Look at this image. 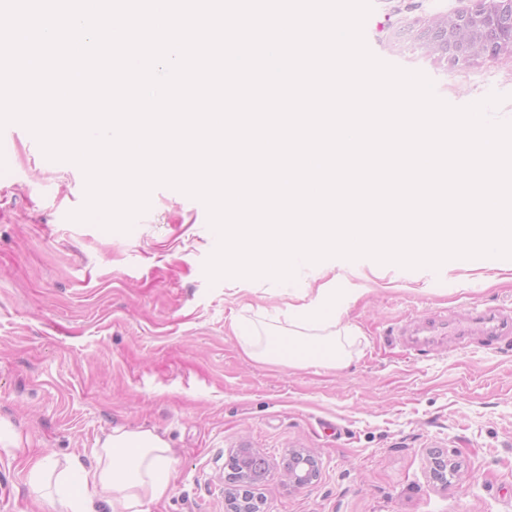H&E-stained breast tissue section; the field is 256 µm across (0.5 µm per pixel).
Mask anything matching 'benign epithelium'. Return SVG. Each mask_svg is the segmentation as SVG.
<instances>
[{
  "instance_id": "1",
  "label": "benign epithelium",
  "mask_w": 512,
  "mask_h": 512,
  "mask_svg": "<svg viewBox=\"0 0 512 512\" xmlns=\"http://www.w3.org/2000/svg\"><path fill=\"white\" fill-rule=\"evenodd\" d=\"M426 45L436 52L451 56L455 63H466L472 57H493L512 49V0H475V6L452 17L432 22L422 34ZM245 476L234 479V488L255 486L265 480L267 473H255L243 465ZM448 458L437 451L432 457V479L445 482Z\"/></svg>"
}]
</instances>
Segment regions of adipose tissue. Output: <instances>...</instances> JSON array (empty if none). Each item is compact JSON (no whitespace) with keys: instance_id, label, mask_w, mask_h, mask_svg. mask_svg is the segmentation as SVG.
<instances>
[{"instance_id":"adipose-tissue-1","label":"adipose tissue","mask_w":512,"mask_h":512,"mask_svg":"<svg viewBox=\"0 0 512 512\" xmlns=\"http://www.w3.org/2000/svg\"><path fill=\"white\" fill-rule=\"evenodd\" d=\"M93 453L89 469L70 465L55 472L36 459L29 463V474L66 512H99L103 502L110 512H139L170 489L174 453L153 431L113 429Z\"/></svg>"}]
</instances>
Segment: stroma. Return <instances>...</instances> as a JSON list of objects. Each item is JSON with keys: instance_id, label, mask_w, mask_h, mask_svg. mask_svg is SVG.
I'll use <instances>...</instances> for the list:
<instances>
[{"instance_id": "obj_1", "label": "stroma", "mask_w": 512, "mask_h": 512, "mask_svg": "<svg viewBox=\"0 0 512 512\" xmlns=\"http://www.w3.org/2000/svg\"><path fill=\"white\" fill-rule=\"evenodd\" d=\"M471 0H372L364 23L378 58L434 83L464 107L502 95L512 115V52L456 64L420 47V30ZM85 178L58 166L28 132L0 134V512H64L33 485L24 458L94 463L115 428L148 429L173 449L169 494L150 512H226V463L240 448L268 463L255 491L265 512H512V341L473 336L406 348L407 321L512 313V262L407 269L369 261L307 269L362 287L339 308L355 328L344 368L274 358L288 333V287L264 279L209 282L217 245L205 205L167 186L129 232L69 220ZM261 329L248 357L231 322ZM442 449L455 471L430 477ZM319 475L295 486L292 453Z\"/></svg>"}]
</instances>
